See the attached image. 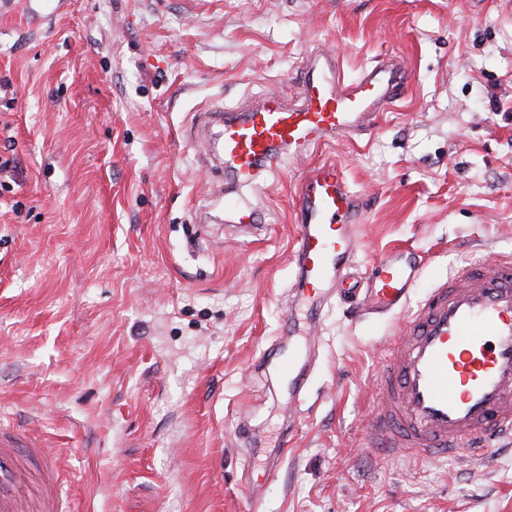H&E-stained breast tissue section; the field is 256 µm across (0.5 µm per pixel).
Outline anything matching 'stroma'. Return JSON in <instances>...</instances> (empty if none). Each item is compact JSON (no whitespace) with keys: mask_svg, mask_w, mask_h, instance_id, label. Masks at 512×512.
<instances>
[{"mask_svg":"<svg viewBox=\"0 0 512 512\" xmlns=\"http://www.w3.org/2000/svg\"><path fill=\"white\" fill-rule=\"evenodd\" d=\"M321 49L348 79L399 55L403 94L367 146L283 158L245 192L263 230L236 235L194 131L272 90L297 104ZM322 161L364 199L360 269L406 246L423 292L512 251V0L0 10V427L58 449L61 512H512V450L465 465L369 443L386 320L333 302L299 401L261 367L288 315L294 188Z\"/></svg>","mask_w":512,"mask_h":512,"instance_id":"stroma-1","label":"stroma"}]
</instances>
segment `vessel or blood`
Segmentation results:
<instances>
[{
  "label": "vessel or blood",
  "mask_w": 512,
  "mask_h": 512,
  "mask_svg": "<svg viewBox=\"0 0 512 512\" xmlns=\"http://www.w3.org/2000/svg\"><path fill=\"white\" fill-rule=\"evenodd\" d=\"M404 70L403 60L390 56L348 82L338 60L319 53L307 64L299 105L271 91L243 112L225 113L221 153L202 164L219 162L243 188L283 153L298 156L324 142L360 145L401 96ZM225 207L242 231L262 222L258 206L244 198L228 199ZM295 207L292 257L301 300L318 311L332 289L344 288L361 315L392 320L375 379L373 439L418 459L448 454L473 461L489 456L493 443H512V253L462 267L416 301L421 262L410 250L384 251L368 276L359 274L365 207L337 164L318 163L300 175ZM277 371L292 396H300L308 376L296 350L279 354ZM30 451L47 462L38 497L30 499L25 477L17 476L0 487V512L58 510L63 488L56 460L44 444L32 443Z\"/></svg>",
  "instance_id": "1"
}]
</instances>
